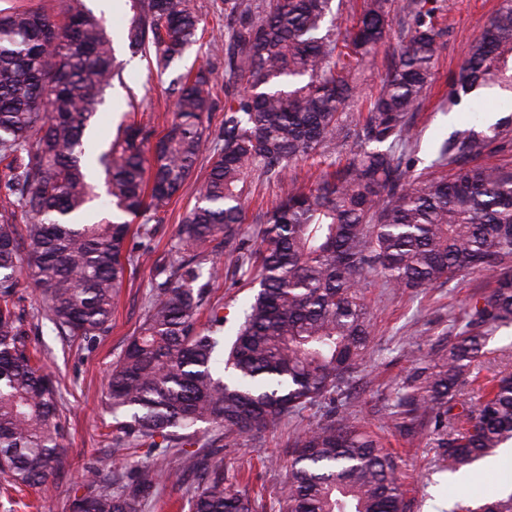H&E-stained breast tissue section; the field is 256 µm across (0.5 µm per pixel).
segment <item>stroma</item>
Instances as JSON below:
<instances>
[{
  "instance_id": "1",
  "label": "stroma",
  "mask_w": 512,
  "mask_h": 512,
  "mask_svg": "<svg viewBox=\"0 0 512 512\" xmlns=\"http://www.w3.org/2000/svg\"><path fill=\"white\" fill-rule=\"evenodd\" d=\"M408 2L396 0L390 36L358 77L361 96L377 90L393 46L406 33ZM501 3L502 0H427V8L434 11L436 26L443 28L446 35L436 64V79L411 117V174L436 175L432 166L434 147L452 132L470 123L488 126L512 118V96L499 92L463 100L452 108L446 103L448 87L464 64L471 44ZM130 5V0L91 3L95 13L104 14L111 22L113 47L120 66L119 80L114 81L104 105L98 108L96 131L100 134L116 130L131 109L136 110L142 123L163 131L171 120V80L202 65L213 69L216 80L224 78L223 60L209 55L203 39L191 45L166 71H157L154 62L133 52L123 39L132 15ZM195 188V178L188 179L174 198L152 241V253L140 257L135 274L121 291L110 332L93 345L72 343L58 335L52 324L44 320L34 289L26 282L21 285L28 323L33 327L29 342L59 381L67 426L65 469L52 477L50 489L35 488L25 496L26 501L39 504L41 512H68L69 500L80 490L88 463H97L104 473L126 467L124 457L109 446L107 435L112 430V417L103 411L101 397L113 362L143 321L146 295L156 278L155 267L163 263L177 224L194 205ZM493 286L488 275L472 274L426 289L395 292L374 281L365 290L374 334L349 384L345 409L396 457L406 512H450L457 503L473 510L489 501L491 482L512 484V455L501 460L492 481L481 480V469L477 466L469 472V483L450 481L432 424L407 431L396 398L399 390L421 387L424 371L431 368L436 355L449 353L458 332L457 318ZM254 293V288L234 286L227 280L213 283V297L224 303L225 339H232L242 320V311ZM471 370L484 377L512 371V327L494 333ZM321 420V412L312 408L265 431L226 438L222 452L225 472H245L252 486L264 487L266 501H273L287 480L289 440ZM169 462L184 469L185 475L178 485H166L158 506L147 508L146 512L190 510L197 487L196 475L189 470L185 458L173 456Z\"/></svg>"
}]
</instances>
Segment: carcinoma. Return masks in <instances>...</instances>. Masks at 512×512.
Returning a JSON list of instances; mask_svg holds the SVG:
<instances>
[{
    "label": "carcinoma",
    "mask_w": 512,
    "mask_h": 512,
    "mask_svg": "<svg viewBox=\"0 0 512 512\" xmlns=\"http://www.w3.org/2000/svg\"><path fill=\"white\" fill-rule=\"evenodd\" d=\"M57 2L52 13L0 8V498L18 505L14 494L47 486L65 457L60 388L28 349L21 276L58 332L97 340L128 269L204 157L196 203L159 267L165 278L104 395L112 447L142 449L146 460L128 481L90 464L71 512H142L181 480L157 461L196 445L199 424L219 449L319 405L329 410L294 438L275 512H403L394 459L336 407L371 336V278L399 292L492 274L494 288L465 312L423 392L400 394L398 405L444 431L451 472L512 447V373L478 384L476 402L463 399L470 363L512 324V170L477 163L512 141V124H475L444 141L436 164L449 175L411 177L400 157L443 45L433 10L414 11L378 93L354 116L352 70L386 39L389 0H363L356 25L344 28L327 24L333 0H223L227 28L210 45L228 75L224 122L211 129L217 92L206 65L171 85L173 119L156 141L132 121L96 142L86 130L120 74L108 23L85 0ZM131 9L128 46L160 70L203 38L192 0H132ZM494 90L512 93V0L472 45L448 107ZM308 160L328 172L309 184L290 178L288 195L243 238L251 185L280 183ZM220 254L234 261L233 284L259 286L224 360L227 382L213 369L224 303L210 297L223 269L202 273ZM194 468L191 512L265 510L263 494L240 488L210 456L195 457ZM474 512H512V492Z\"/></svg>",
    "instance_id": "1"
}]
</instances>
